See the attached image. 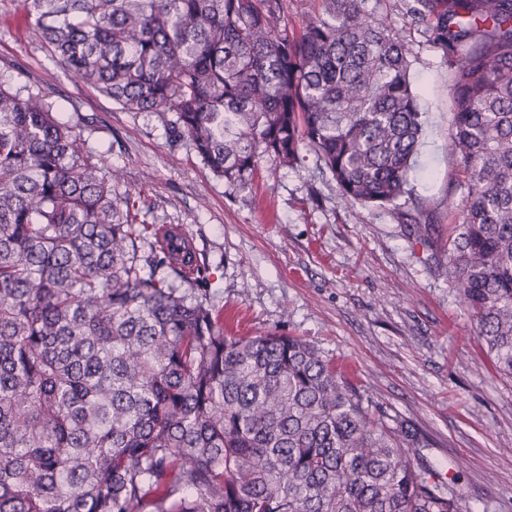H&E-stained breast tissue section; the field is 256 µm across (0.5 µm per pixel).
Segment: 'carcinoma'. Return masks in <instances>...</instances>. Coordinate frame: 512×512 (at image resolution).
<instances>
[{
    "mask_svg": "<svg viewBox=\"0 0 512 512\" xmlns=\"http://www.w3.org/2000/svg\"><path fill=\"white\" fill-rule=\"evenodd\" d=\"M52 59L154 113L244 190L309 151L340 196L406 193L423 128L409 48L365 0H27ZM448 58L459 164L448 277L512 377V0H406ZM42 91L0 78V512H460L423 439L298 336H227L174 286L208 267L136 222L118 171ZM436 206L419 199L416 234ZM152 237L148 260L138 242ZM320 0H283L284 19L288 31H298L300 27L320 14Z\"/></svg>",
    "mask_w": 512,
    "mask_h": 512,
    "instance_id": "carcinoma-1",
    "label": "carcinoma"
}]
</instances>
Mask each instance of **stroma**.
<instances>
[{
    "instance_id": "35a3bbf8",
    "label": "stroma",
    "mask_w": 512,
    "mask_h": 512,
    "mask_svg": "<svg viewBox=\"0 0 512 512\" xmlns=\"http://www.w3.org/2000/svg\"><path fill=\"white\" fill-rule=\"evenodd\" d=\"M411 49L424 128L407 192L385 206L344 202L315 154L285 168L264 159L251 188L216 178L153 114L128 112L58 67L25 0H0V76L48 94L87 147L119 169L120 197H142L146 223L180 225L209 264L210 304L236 336H297L332 359L383 410L410 421L467 512H512V378L500 375L448 278L444 242L460 206L448 62L404 0H367ZM432 197L429 241L404 215Z\"/></svg>"
}]
</instances>
